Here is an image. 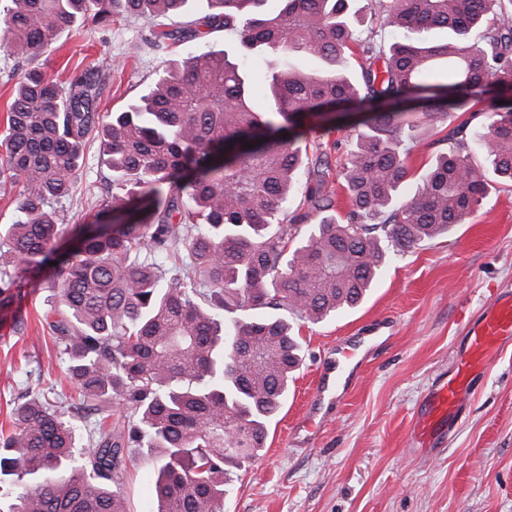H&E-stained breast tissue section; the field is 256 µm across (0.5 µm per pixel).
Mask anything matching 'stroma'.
<instances>
[{
    "instance_id": "1",
    "label": "stroma",
    "mask_w": 512,
    "mask_h": 512,
    "mask_svg": "<svg viewBox=\"0 0 512 512\" xmlns=\"http://www.w3.org/2000/svg\"><path fill=\"white\" fill-rule=\"evenodd\" d=\"M143 21L64 30L36 63L66 80L111 64L99 110L119 112L151 84L167 59L144 46ZM110 171L99 138L86 146L82 181L64 202V221L97 220ZM58 267L11 305L0 306V427L22 397L76 400L42 316L57 304ZM512 290V187L493 184L466 223L393 255L365 300L318 324H303L304 360L263 448L230 467L224 512H512V343L476 375L462 410L438 434L416 426L436 384L451 374L465 334L496 297ZM385 321V338L365 353L347 393L322 404L319 431L303 442L295 424L308 409L319 355L345 336ZM154 462L131 454L124 492L130 512H151Z\"/></svg>"
}]
</instances>
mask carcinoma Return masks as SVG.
<instances>
[{"mask_svg": "<svg viewBox=\"0 0 512 512\" xmlns=\"http://www.w3.org/2000/svg\"><path fill=\"white\" fill-rule=\"evenodd\" d=\"M192 0H11L0 49L35 59L67 27L116 14L152 20L163 51L224 30L233 47L170 59L137 101L98 112L105 69L58 82L32 67L17 79L0 139V191L16 202L0 227V304L47 263L61 265L60 309L46 320L68 363L79 418L100 416L86 442L55 406L16 405L0 430V475L14 476L9 512H128L129 448L158 463L155 512H224V465L244 462L288 395L302 362L295 325L358 305L393 253L474 213L488 178L512 183V0H371L376 39L353 0H206L185 30L159 18ZM439 30L446 37L437 40ZM359 52L361 73L343 68ZM304 55L320 67L295 70ZM277 64L270 105L252 106L249 61ZM482 102L486 130L464 126L401 197L416 146L405 131ZM360 114L339 172L349 208L334 212L333 168L310 135L327 112ZM101 135L112 171L101 204L112 223L70 228L78 247L55 256V205L82 178L86 137ZM124 416L108 426L112 404Z\"/></svg>", "mask_w": 512, "mask_h": 512, "instance_id": "1", "label": "carcinoma"}]
</instances>
